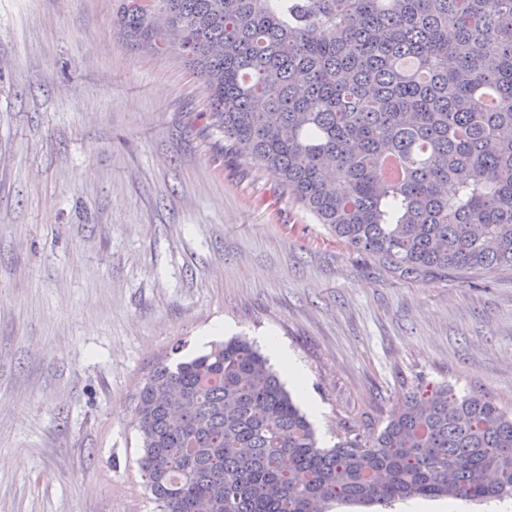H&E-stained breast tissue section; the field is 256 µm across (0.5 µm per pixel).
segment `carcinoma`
I'll use <instances>...</instances> for the list:
<instances>
[{
    "label": "carcinoma",
    "instance_id": "obj_1",
    "mask_svg": "<svg viewBox=\"0 0 512 512\" xmlns=\"http://www.w3.org/2000/svg\"><path fill=\"white\" fill-rule=\"evenodd\" d=\"M158 13L209 85L224 153L347 248L409 277L512 270V0H135L127 21L151 32ZM135 412L157 512L512 499V411L448 384L322 448L268 358L234 337L157 365Z\"/></svg>",
    "mask_w": 512,
    "mask_h": 512
}]
</instances>
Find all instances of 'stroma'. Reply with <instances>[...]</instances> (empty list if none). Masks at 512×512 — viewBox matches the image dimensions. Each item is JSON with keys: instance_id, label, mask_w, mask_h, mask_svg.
Segmentation results:
<instances>
[{"instance_id": "stroma-1", "label": "stroma", "mask_w": 512, "mask_h": 512, "mask_svg": "<svg viewBox=\"0 0 512 512\" xmlns=\"http://www.w3.org/2000/svg\"><path fill=\"white\" fill-rule=\"evenodd\" d=\"M130 4L0 0V512H153L137 391L234 336L303 366L324 447L420 385L511 409L512 271L350 251L225 157L204 78Z\"/></svg>"}]
</instances>
